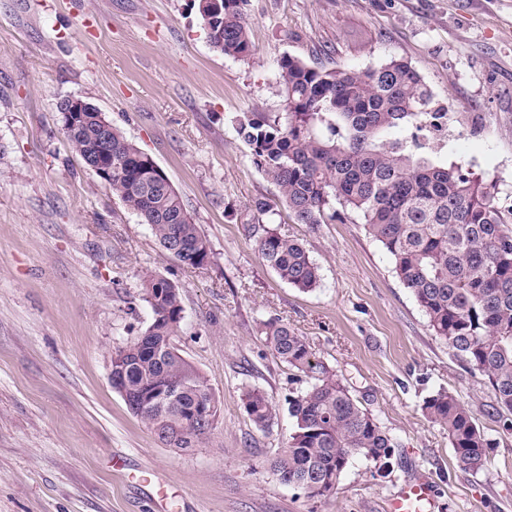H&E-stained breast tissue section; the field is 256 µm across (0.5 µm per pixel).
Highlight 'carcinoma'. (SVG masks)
Here are the masks:
<instances>
[{"mask_svg":"<svg viewBox=\"0 0 512 512\" xmlns=\"http://www.w3.org/2000/svg\"><path fill=\"white\" fill-rule=\"evenodd\" d=\"M247 0H221L207 33L214 52L232 58L253 54L245 23ZM278 112H246L236 132L254 164L279 188L299 224H361L390 255L394 272L424 312L433 335L465 366L488 380L493 410L512 414V208L502 209L496 187L462 165L440 158L421 141L438 110L419 73L392 58L377 68L312 67L297 57L278 64ZM102 112L81 113L67 136L79 154L96 151ZM112 195L149 225L159 244L187 268L213 257L209 240L179 192L151 156L112 126ZM265 221L250 225L265 265L303 291L318 287V266L307 249L273 228L278 211L257 201ZM141 299L152 322L116 350L126 366L131 411L171 448L201 447L213 430L186 431L184 419L198 399L212 394L205 376L175 346L181 330V291L176 282L145 270ZM273 355L307 386L288 398L293 429L286 448L269 466L288 485L308 489L325 479L315 497L333 494L350 460L361 456L382 468L396 443L373 414L355 400L336 370L320 361L308 339L279 320L260 323ZM165 349L159 358L130 347L139 341ZM163 381L177 383L173 396L140 395ZM241 403L251 420L269 426L274 408L266 393L245 387ZM427 416L448 432L458 460L484 467L496 445L453 394L439 389L423 400Z\"/></svg>","mask_w":512,"mask_h":512,"instance_id":"1","label":"carcinoma"}]
</instances>
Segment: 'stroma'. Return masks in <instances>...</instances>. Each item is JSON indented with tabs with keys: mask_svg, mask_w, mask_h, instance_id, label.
I'll return each instance as SVG.
<instances>
[{
	"mask_svg": "<svg viewBox=\"0 0 512 512\" xmlns=\"http://www.w3.org/2000/svg\"><path fill=\"white\" fill-rule=\"evenodd\" d=\"M253 46L215 53L193 0H0V512H154L149 467L171 512H387L418 478L433 512H512V435L488 383L459 363L359 224H299L320 283L302 291L260 259L256 201L281 208L235 121L276 112L278 63L366 70L408 60L437 105L459 117L445 151L512 206V0H248ZM92 103L148 153L209 240L210 265H179L150 227L92 177L62 130L59 102ZM178 283L180 353L207 378L221 416L189 453L163 445L109 380L113 352L152 321L139 274ZM279 319L306 336L397 441L391 464L353 458L335 493L311 498L269 461L305 386L258 334ZM275 407L268 427L244 387ZM454 394L495 439L465 469L422 410ZM122 454V470L112 466ZM241 403L251 420L261 428L269 426L274 408L266 393L256 387H245L240 395Z\"/></svg>",
	"mask_w": 512,
	"mask_h": 512,
	"instance_id": "obj_1",
	"label": "stroma"
}]
</instances>
